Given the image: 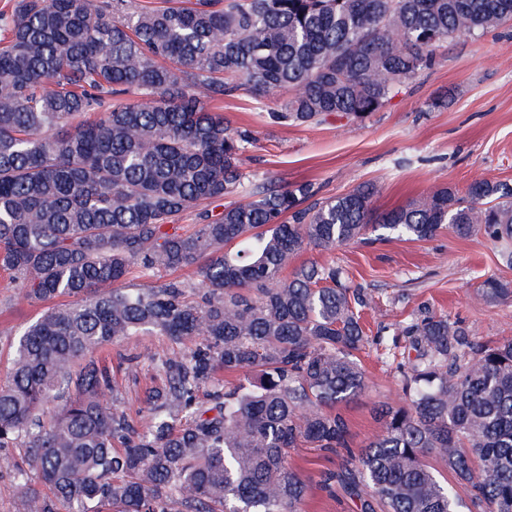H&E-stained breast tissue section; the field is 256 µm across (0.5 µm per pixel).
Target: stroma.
<instances>
[{
  "label": "stroma",
  "mask_w": 512,
  "mask_h": 512,
  "mask_svg": "<svg viewBox=\"0 0 512 512\" xmlns=\"http://www.w3.org/2000/svg\"><path fill=\"white\" fill-rule=\"evenodd\" d=\"M286 89L257 103L245 91L225 97L233 126L253 131L256 143L243 157L255 182L286 187L311 184L319 196H337L373 184V207L385 212L441 187L466 192L479 179L512 181V25L475 38L444 44L436 63L364 120L327 116L318 123L283 125L273 112L291 98ZM301 261L345 269L352 285L373 297L364 321L371 338L360 359L365 390L340 411L350 428V445L360 450L381 430L379 411L401 397L396 363L389 354L392 324L424 313L460 319L483 341L512 337V300L489 305L478 289L487 276L512 280L497 246L482 237H458L444 229L433 239L412 241L382 235L332 251L307 248ZM19 285L0 272V381L12 367L19 333L44 310L18 297ZM167 337L139 334L114 341L94 355L114 380L135 427L151 423L147 395L162 384L156 357L179 353ZM288 459L309 483L305 512H353L342 493L324 490L336 456L316 448H292ZM24 464L21 447L0 448V512H20L15 472Z\"/></svg>",
  "instance_id": "35a3bbf8"
}]
</instances>
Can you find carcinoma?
Returning <instances> with one entry per match:
<instances>
[{
  "mask_svg": "<svg viewBox=\"0 0 512 512\" xmlns=\"http://www.w3.org/2000/svg\"><path fill=\"white\" fill-rule=\"evenodd\" d=\"M512 20V0H15L0 10V270L22 300L72 298L31 322L0 384V448H25L22 512H303L288 449L348 448L337 407L366 387L368 292L343 269L294 265L379 229L428 240L445 224L502 246L512 266V183L482 179L375 214V188L315 197L246 185L252 132L209 103L243 86L288 88L273 118L362 119L445 42ZM240 81V85L232 81ZM248 192L219 214L206 203ZM198 210L200 224L179 231ZM195 267L126 284L137 268ZM195 291L191 301L187 290ZM480 297L512 298L491 275ZM152 332L195 343L159 357L151 425L117 405L88 355ZM402 404L326 476L357 512H512V339L426 314L399 327ZM245 373L232 386L217 371Z\"/></svg>",
  "mask_w": 512,
  "mask_h": 512,
  "instance_id": "1",
  "label": "carcinoma"
}]
</instances>
